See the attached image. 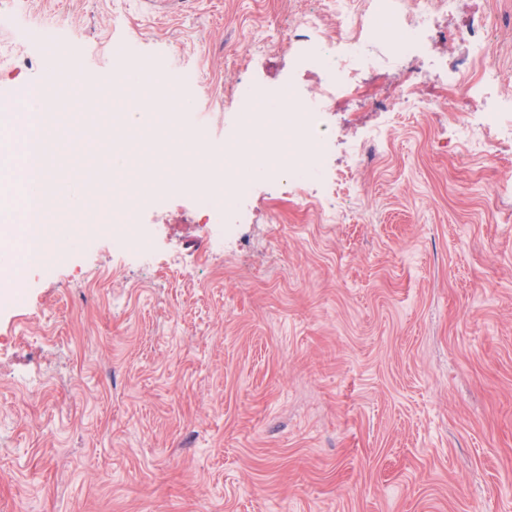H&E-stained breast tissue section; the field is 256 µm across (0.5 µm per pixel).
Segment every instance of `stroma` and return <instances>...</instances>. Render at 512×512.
<instances>
[{"instance_id":"1","label":"stroma","mask_w":512,"mask_h":512,"mask_svg":"<svg viewBox=\"0 0 512 512\" xmlns=\"http://www.w3.org/2000/svg\"><path fill=\"white\" fill-rule=\"evenodd\" d=\"M484 43L512 100V0ZM333 0H0V93L43 75L31 32L71 55L66 81L102 93L115 44L186 76L199 152L238 131L236 86L292 78V30ZM249 65H241L244 51ZM428 111L327 116L335 206L276 179L234 251L208 254L180 199L139 215L159 269L119 264L112 233L48 255L26 300L0 291V512H512V146L468 135L458 90ZM108 184L118 118L92 128Z\"/></svg>"}]
</instances>
